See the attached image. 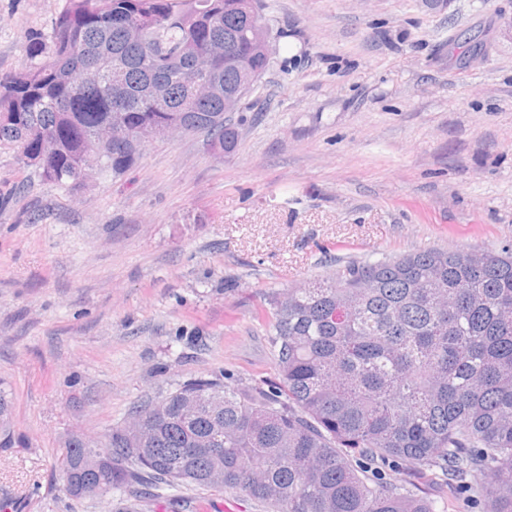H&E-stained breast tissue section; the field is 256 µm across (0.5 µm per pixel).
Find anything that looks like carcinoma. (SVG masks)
I'll return each mask as SVG.
<instances>
[{
	"mask_svg": "<svg viewBox=\"0 0 512 512\" xmlns=\"http://www.w3.org/2000/svg\"><path fill=\"white\" fill-rule=\"evenodd\" d=\"M259 74L242 0H67L30 58L0 76V145L72 190L94 170L124 175L143 144L97 150L119 117L163 124L229 152L239 132L199 82L240 81L224 56ZM55 150L29 161L39 137ZM258 319L277 382L197 377L148 399L104 439L72 435L57 459L71 501L120 494L148 512L163 489L227 490L266 512H449L464 485L487 512H512V250L429 248L352 260L275 291ZM0 386V449L23 446ZM396 460L386 480L371 463ZM435 484L442 497L421 486Z\"/></svg>",
	"mask_w": 512,
	"mask_h": 512,
	"instance_id": "obj_1",
	"label": "carcinoma"
}]
</instances>
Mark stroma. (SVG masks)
<instances>
[{"label":"stroma","mask_w":512,"mask_h":512,"mask_svg":"<svg viewBox=\"0 0 512 512\" xmlns=\"http://www.w3.org/2000/svg\"><path fill=\"white\" fill-rule=\"evenodd\" d=\"M66 0H0V75L28 66ZM512 0H262L270 65L231 119L239 141L145 144L78 191L0 147V379L25 445L0 499L67 512L54 470L72 434L223 372L275 381L255 314L352 259L512 248ZM485 35L482 64L449 35Z\"/></svg>","instance_id":"obj_1"}]
</instances>
